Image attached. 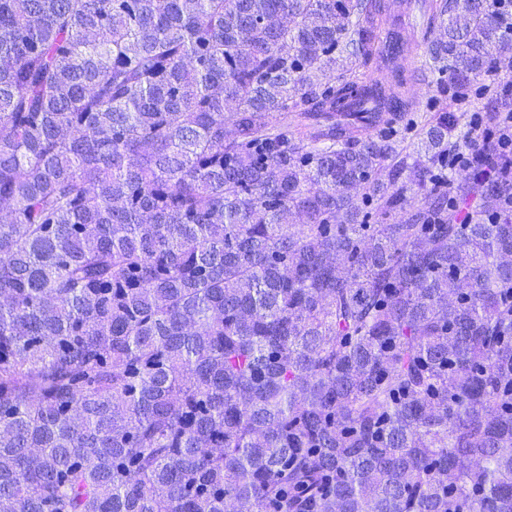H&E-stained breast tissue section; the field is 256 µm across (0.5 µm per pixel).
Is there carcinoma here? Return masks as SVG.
Instances as JSON below:
<instances>
[{"mask_svg":"<svg viewBox=\"0 0 512 512\" xmlns=\"http://www.w3.org/2000/svg\"><path fill=\"white\" fill-rule=\"evenodd\" d=\"M381 11L0 0V512H512V178L337 135Z\"/></svg>","mask_w":512,"mask_h":512,"instance_id":"obj_1","label":"carcinoma"}]
</instances>
